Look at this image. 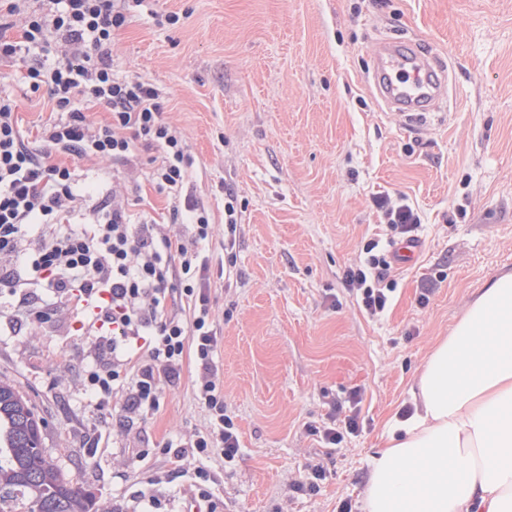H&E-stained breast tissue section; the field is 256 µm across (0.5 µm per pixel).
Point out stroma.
Segmentation results:
<instances>
[{"label": "stroma", "instance_id": "obj_1", "mask_svg": "<svg viewBox=\"0 0 512 512\" xmlns=\"http://www.w3.org/2000/svg\"><path fill=\"white\" fill-rule=\"evenodd\" d=\"M392 30L448 72L447 103L415 129L371 78ZM112 56L120 75L166 95L163 117L183 136L190 189L215 226L211 264L225 274L211 280V309L240 454L199 463L161 452L209 423L191 366L154 413L100 407L85 379L110 366V349L65 305L34 324L0 315V380L31 399L48 456L101 512H191L199 465L217 512H340L346 502L364 512L368 459L426 355L512 271V0H145L114 31ZM25 72L0 65V87L33 142L52 114L47 91L27 93ZM50 160L74 171L85 221L124 174L56 150ZM379 196L418 212L422 244L396 264L390 303L371 317L344 272L364 241L386 237ZM352 414L359 431L327 445L321 431ZM314 466L325 472L318 490L298 491Z\"/></svg>", "mask_w": 512, "mask_h": 512}]
</instances>
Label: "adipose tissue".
I'll list each match as a JSON object with an SVG mask.
<instances>
[{
  "label": "adipose tissue",
  "instance_id": "1",
  "mask_svg": "<svg viewBox=\"0 0 512 512\" xmlns=\"http://www.w3.org/2000/svg\"><path fill=\"white\" fill-rule=\"evenodd\" d=\"M372 456L366 512H512V271L428 354Z\"/></svg>",
  "mask_w": 512,
  "mask_h": 512
}]
</instances>
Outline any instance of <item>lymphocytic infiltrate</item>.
Listing matches in <instances>:
<instances>
[{
  "label": "lymphocytic infiltrate",
  "instance_id": "lymphocytic-infiltrate-1",
  "mask_svg": "<svg viewBox=\"0 0 512 512\" xmlns=\"http://www.w3.org/2000/svg\"><path fill=\"white\" fill-rule=\"evenodd\" d=\"M127 0H0V63L28 60L30 93L48 89L55 118L45 140L57 151L140 169V147L156 149L148 181L184 207L189 224L133 222L137 198L121 189L99 204L96 217L76 223L81 189L71 168L47 163L26 140L12 95L0 91V305L15 318L44 320L48 307L75 303L96 336L112 341V366L91 369L90 389L114 399L124 415L159 408L164 388L180 378L185 359L196 368L195 399L209 424L181 441L180 457L240 450L224 410L218 330L209 306L206 247L214 226L187 194L189 158L180 131L162 118L164 100L152 84L119 76L112 34L127 21ZM22 35L14 39L13 28ZM109 122L87 119L88 103ZM389 251L364 243L344 283L369 316L382 314L396 289ZM45 289L46 297L32 294Z\"/></svg>",
  "mask_w": 512,
  "mask_h": 512
}]
</instances>
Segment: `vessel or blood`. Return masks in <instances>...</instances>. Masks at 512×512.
Segmentation results:
<instances>
[{"mask_svg": "<svg viewBox=\"0 0 512 512\" xmlns=\"http://www.w3.org/2000/svg\"><path fill=\"white\" fill-rule=\"evenodd\" d=\"M373 83L385 104L408 125L424 122L446 98L445 72L432 57L403 37L381 41Z\"/></svg>", "mask_w": 512, "mask_h": 512, "instance_id": "b4317fda", "label": "vessel or blood"}]
</instances>
